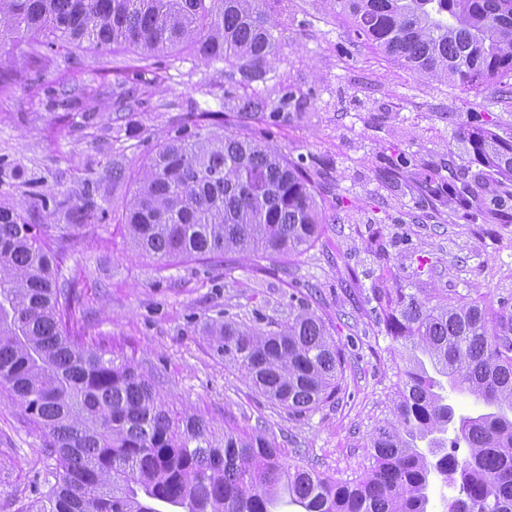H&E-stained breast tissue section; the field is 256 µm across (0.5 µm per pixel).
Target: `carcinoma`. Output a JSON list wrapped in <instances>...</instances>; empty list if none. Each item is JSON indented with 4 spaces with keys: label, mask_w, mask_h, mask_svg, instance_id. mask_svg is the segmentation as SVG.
<instances>
[{
    "label": "carcinoma",
    "mask_w": 512,
    "mask_h": 512,
    "mask_svg": "<svg viewBox=\"0 0 512 512\" xmlns=\"http://www.w3.org/2000/svg\"><path fill=\"white\" fill-rule=\"evenodd\" d=\"M261 0H0V51L33 69L55 48L133 49L143 65L185 46L224 64L237 85L260 81L282 41ZM355 33L412 73L512 94V0H332ZM245 93L224 111L261 115ZM465 162L512 196V137L480 124L462 136ZM455 216L472 218L466 171L451 173ZM133 247L161 263L301 254L320 230L299 163L267 141L182 128L149 158L125 206ZM55 242L0 204V392L47 436L54 484L27 512H428L433 483L453 490L444 512H512V311L485 299L394 289L391 339L406 358L399 388L370 439L373 465L339 480L283 461L265 431L224 433L176 411L158 382L112 343L72 334L73 292ZM270 329L232 316L209 336L270 403L301 415L339 391L344 353L301 302ZM488 408L456 414L443 381Z\"/></svg>",
    "instance_id": "1"
}]
</instances>
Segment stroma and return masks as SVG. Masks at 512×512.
I'll return each mask as SVG.
<instances>
[{"label":"stroma","mask_w":512,"mask_h":512,"mask_svg":"<svg viewBox=\"0 0 512 512\" xmlns=\"http://www.w3.org/2000/svg\"><path fill=\"white\" fill-rule=\"evenodd\" d=\"M284 33L280 56L251 86L270 109L249 118L225 112L241 89L223 64L190 48L165 59L153 82L133 80L132 50L90 45L61 53L29 85L0 90V203L59 236L58 262L75 295L73 326L111 341L152 369L165 397L209 420L261 428L291 464L342 480L369 469V437L387 418L401 385L402 349L388 336L372 289L487 298L512 306V200L492 205L495 184L480 180L474 221L457 219L447 193L463 146L467 113L512 135V98L491 85L466 91L414 75L354 33L329 0H266ZM85 88L68 110L55 104L60 82ZM140 107L116 112L120 89ZM224 112L210 132L243 133L303 163L321 211L320 234L298 255L163 265L136 253L119 218L148 159L184 124ZM123 161L128 176L107 172ZM90 190L102 220L67 231ZM67 200L54 215L31 194ZM308 303L345 354L341 389L318 409L293 415L257 394L225 363L205 330L224 314L287 321ZM46 438L0 395V512H24L53 477Z\"/></svg>","instance_id":"obj_1"}]
</instances>
